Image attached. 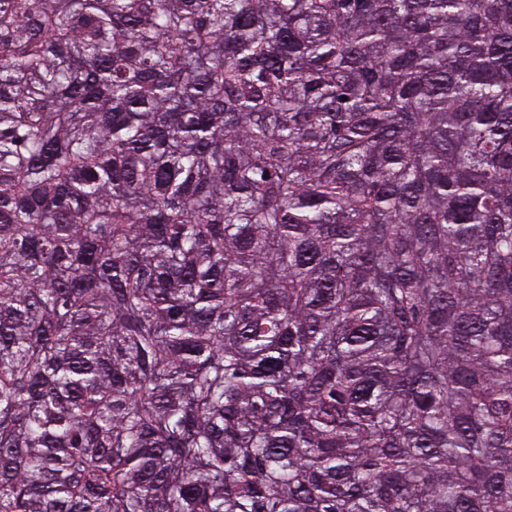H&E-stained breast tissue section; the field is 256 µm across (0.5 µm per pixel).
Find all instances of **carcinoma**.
<instances>
[{"label":"carcinoma","mask_w":512,"mask_h":512,"mask_svg":"<svg viewBox=\"0 0 512 512\" xmlns=\"http://www.w3.org/2000/svg\"><path fill=\"white\" fill-rule=\"evenodd\" d=\"M0 512H512V0H0Z\"/></svg>","instance_id":"carcinoma-1"}]
</instances>
